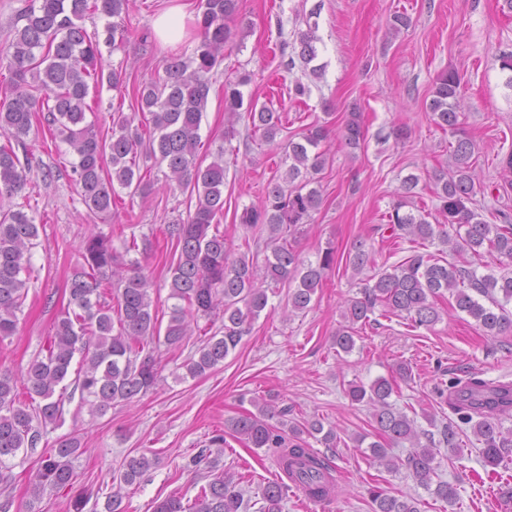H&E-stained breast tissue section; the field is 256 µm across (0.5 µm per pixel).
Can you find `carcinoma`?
<instances>
[{"instance_id":"obj_1","label":"carcinoma","mask_w":512,"mask_h":512,"mask_svg":"<svg viewBox=\"0 0 512 512\" xmlns=\"http://www.w3.org/2000/svg\"><path fill=\"white\" fill-rule=\"evenodd\" d=\"M130 0H31L19 15L22 25L14 28L8 49L0 54V68L6 67L10 80L5 101L0 103V343L17 329V313L28 295L27 274L31 249L38 238L35 218L26 205L16 202L25 190H35L30 168L21 163L13 144H22L33 128L51 142L61 141L71 150L70 162L78 195L87 218L112 215L116 188L128 196L145 198L154 183L140 173L137 159L166 166L164 186L188 194L194 208L186 218L167 225V234L176 242L177 257L170 272L167 325H162L152 309L153 282L139 261L128 260L131 250L150 251L148 239L137 244L136 237L123 242V250L113 246L107 235L88 228L82 244L80 267L69 284L67 308L54 321L45 354L34 358L16 375L0 371V470L17 453L34 451L41 443L44 427L63 422L65 381L75 355L80 367L74 380L91 411L103 415L118 403H131L156 390L164 378L153 345L182 346L193 335L192 322L204 317L221 320L211 336L201 340L183 364L185 374L196 378L224 363L243 337L250 335L253 322L268 306L267 287L296 282L288 294V311L306 309L322 286L326 270L336 264L335 247L325 248L312 262L297 249L300 228L310 223L320 208V190L313 187L315 175L325 166L322 143L329 136L326 125L314 122L296 139L277 142L282 131L280 114L271 108L244 105L240 87L249 84L251 74L224 84V112L228 125L225 139L239 134L235 124L246 117L250 130L261 133L265 142L275 144L290 161L282 181L269 183L257 205L243 209L239 225L245 231L265 229L267 255L263 265L255 256L242 252L231 256L219 218L224 215V147L213 160L198 161L203 147L201 122L207 110L212 72L224 57V47L235 36L238 0H200L197 16L198 42L191 56L170 54L163 59V74L138 84L128 81L123 70L104 72L101 45L114 49L123 44L128 30L117 18L128 11ZM114 19L104 27L105 37L90 34L78 24L87 13ZM315 30L297 33L293 43L283 42L281 65L288 71L301 63L310 75L319 77V68L310 66L317 58ZM108 87L125 97L133 95L137 110L149 115L145 126L133 125L122 110L111 111L110 139L98 136L86 123L90 109L86 99L91 87ZM461 76L455 70L441 73L429 104L431 119L455 138L449 144L445 168L435 174L438 210L444 222L433 224L429 214L405 212L406 198L414 194L419 177L402 182L403 198L392 206L388 223L395 231L417 244L441 245L442 256L414 254L389 268L375 269L363 243L347 252L345 263L362 276V297L347 300L343 324L333 336V345L349 354L356 346L362 326L370 321L376 306L399 316L414 328L433 326L440 320L434 299L448 292L457 310L472 317L489 336L512 332V273L479 275L468 269L467 256L482 257V250L512 259V216L502 212L501 223H489L473 207L477 195L474 144L460 126L462 108ZM344 145L356 150L365 141L360 113L353 111L342 131ZM456 256L449 261L444 253ZM488 300L479 302L477 296ZM410 366L396 364L394 376L380 377L370 385L352 383L347 395L355 404L371 408L375 436L368 444L369 457L379 467L394 471L403 466L418 485L433 490L437 498L455 503L457 489L446 481H434L433 466L437 444L430 434L418 429L416 421L395 409L389 398L396 379L411 380ZM450 399L461 419L471 422L473 434L483 444L486 463L498 465L512 453V430L504 431L499 417L512 411V387L488 389L474 378L461 386L450 382ZM254 410L225 421L229 435L250 448H266L289 482L280 479L261 490L259 512H283V502L291 487L314 502L332 499L338 493L333 457L310 448L313 438L326 448L341 441L336 427L314 419L302 423L288 418L289 409L274 398L252 397ZM408 441L412 451L400 461L390 455L392 443ZM217 446L207 458L212 473L194 501L184 504L180 496L159 501L154 512H240L249 508L244 491L233 475L224 471L223 434L212 437ZM84 452L79 435L71 433L45 450L32 482L31 493L38 500L45 494L73 485V461ZM154 460L144 454L125 459L115 477V489L108 496L105 512H123L124 487L140 481ZM373 512H422L413 497H397L377 488L370 491Z\"/></svg>"}]
</instances>
